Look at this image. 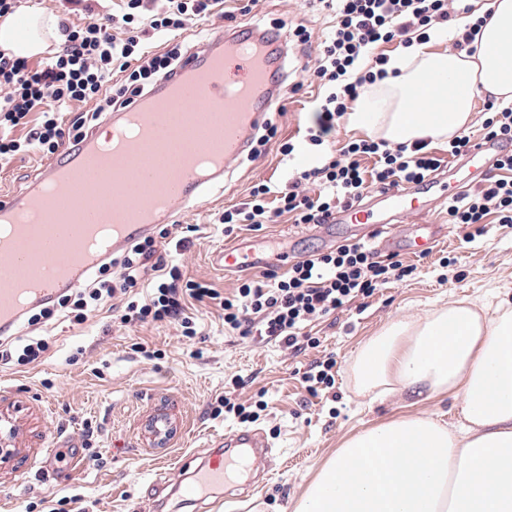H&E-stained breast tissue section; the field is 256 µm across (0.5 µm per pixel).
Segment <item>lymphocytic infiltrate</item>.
Segmentation results:
<instances>
[{"mask_svg":"<svg viewBox=\"0 0 512 512\" xmlns=\"http://www.w3.org/2000/svg\"><path fill=\"white\" fill-rule=\"evenodd\" d=\"M336 18L333 31L322 43L313 70L326 91L315 110V120L304 138L322 145L335 132L340 118L359 96L363 86L388 75L389 59L378 46L398 41L410 47L427 40L435 27L456 29V47L475 39L459 22L469 14L464 0H317ZM224 0H123L120 13L106 20L56 24L59 46L39 66L27 59L0 52V168L23 154H56L60 147L77 146L85 131L101 115L125 107L175 75L183 46L169 43L163 50L150 49L146 32L163 36L185 30L196 21L227 18ZM123 80H115V73ZM37 113L34 126L26 118ZM25 135L14 136L18 126ZM375 157L371 172H364L360 156ZM441 161L425 143L389 147L385 141L362 139L317 157L315 164L289 179L284 188L254 186L247 201L225 209L217 221L225 232L235 226L272 224L291 213L299 224H324L342 206L360 201L371 188L389 190L403 182H417L437 171ZM503 175L488 179L476 193L449 204L452 223L483 232L490 213L501 226L512 228V153L498 159ZM319 185L309 195L307 185ZM276 206H269L268 197ZM168 227L157 235L132 241L116 259H108L79 289L76 300L59 294L54 302L31 307L24 315L34 326L66 317L85 323L101 307L115 311L125 327L169 322L183 337L196 336V319L186 301L211 299L224 312V327L242 337H259L286 347H318V338L301 340L308 323L369 297L392 281L414 273L401 260H383L362 241L339 245L328 253L311 254L292 264L287 276L264 274L244 280L234 292L220 295L206 285L184 279L177 264L159 254L156 241L168 238Z\"/></svg>","mask_w":512,"mask_h":512,"instance_id":"f902f5d3","label":"lymphocytic infiltrate"}]
</instances>
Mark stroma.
<instances>
[{"label":"stroma","mask_w":512,"mask_h":512,"mask_svg":"<svg viewBox=\"0 0 512 512\" xmlns=\"http://www.w3.org/2000/svg\"><path fill=\"white\" fill-rule=\"evenodd\" d=\"M282 20L306 25L314 46L335 23L333 15L308 0H259L233 25L271 28ZM306 62L299 56L282 89L283 107L272 117L278 132L261 155L233 162L222 191L177 215V224L189 230L190 244L178 257L185 278L228 292L244 274L215 271L208 256L216 247L282 238L286 249L302 257L333 250L354 234V226L346 224H330L318 233L288 215L260 230L230 235L212 221L214 213L245 201L256 182L284 186L315 159V148L303 136L324 91L303 72ZM286 141L295 146L289 156L279 151ZM403 221L444 224L448 236L429 254H404V261L417 267L413 276L309 325L307 334L321 342L315 349L294 353L275 341L225 334L221 310L206 301L189 303L203 327L201 336L191 340L165 323L120 326L105 308L80 326L53 321L45 330L48 347L40 363L0 367V415L14 421L17 450L15 458L0 464V512H150L161 452L147 445L146 422L157 411L166 412L178 426L170 454L187 449L204 457L211 434L237 425L212 413L234 375L244 380L241 399L267 404L253 427L273 443L280 468L256 483L244 500L201 507L176 494L164 500L165 512H293L318 469L348 436L402 415H429L457 427L459 397L364 393L351 367L361 345L391 321H419L456 300L490 309L512 300V229L491 223L466 239L464 229L450 223L442 197L430 209L407 213ZM140 345L154 351V358L137 353ZM329 353L336 358V386L311 392L301 374ZM52 444L76 449L77 463L54 462L46 454Z\"/></svg>","instance_id":"35a3bbf8"}]
</instances>
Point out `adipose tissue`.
Segmentation results:
<instances>
[{
	"label": "adipose tissue",
	"instance_id": "obj_1",
	"mask_svg": "<svg viewBox=\"0 0 512 512\" xmlns=\"http://www.w3.org/2000/svg\"><path fill=\"white\" fill-rule=\"evenodd\" d=\"M471 18L481 24L475 53L434 31L360 94L348 128L393 144L445 142L468 130L476 97L511 104L512 0H479ZM53 27L39 13L2 17L0 50L41 54ZM443 71L448 86L419 95ZM355 377L368 392L459 394L466 424L456 434L430 416H405L352 435L295 512H512V302L491 316L457 301L418 322L395 321L361 346Z\"/></svg>",
	"mask_w": 512,
	"mask_h": 512
}]
</instances>
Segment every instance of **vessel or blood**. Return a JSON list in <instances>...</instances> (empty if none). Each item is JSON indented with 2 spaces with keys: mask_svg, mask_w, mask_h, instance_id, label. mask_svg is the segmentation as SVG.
Segmentation results:
<instances>
[{
  "mask_svg": "<svg viewBox=\"0 0 512 512\" xmlns=\"http://www.w3.org/2000/svg\"><path fill=\"white\" fill-rule=\"evenodd\" d=\"M283 41L254 28L249 32L219 28L203 37L184 57L176 76L112 113L103 128L89 132L73 158L44 166L25 192L0 191V217L44 207V186L66 185L57 204L82 205L79 185L94 186L98 210H111L112 236L82 262L73 250L96 231L95 212L82 224L16 225L14 239L0 242V327L19 326L31 305L54 299L64 289L78 287L99 263L133 239L151 235L173 216L203 202L212 187L230 173L229 163L248 152L255 135L265 128L275 102ZM506 152L498 140L474 144L469 156L493 161ZM469 182L459 178L448 186L428 179L383 192L372 207L337 210V224L365 226L366 239L377 252L402 249L416 253L422 244L443 238L444 224L407 228L401 214L419 209L440 190L449 201L461 199ZM288 251H266L260 241L242 240L215 250L212 265L265 271L285 265ZM211 460L198 467L187 495L198 502L223 488L238 463L232 451L252 449L268 459L271 445L257 430L228 429L208 441Z\"/></svg>",
  "mask_w": 512,
  "mask_h": 512,
  "instance_id": "b4317fda",
  "label": "vessel or blood"
}]
</instances>
